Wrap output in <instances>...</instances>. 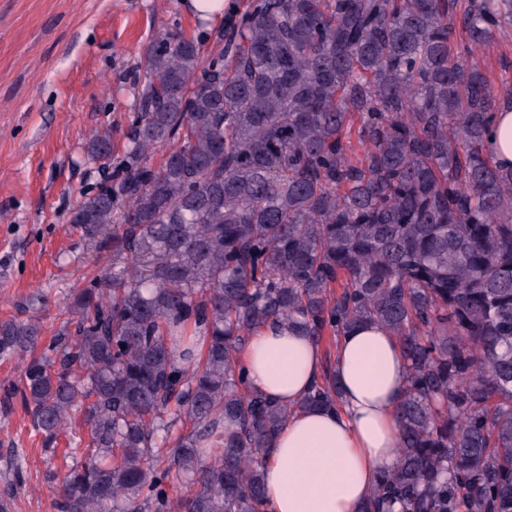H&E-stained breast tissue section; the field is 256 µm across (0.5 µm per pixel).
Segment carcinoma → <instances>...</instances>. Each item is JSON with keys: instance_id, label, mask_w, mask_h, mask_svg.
I'll return each instance as SVG.
<instances>
[{"instance_id": "1", "label": "carcinoma", "mask_w": 512, "mask_h": 512, "mask_svg": "<svg viewBox=\"0 0 512 512\" xmlns=\"http://www.w3.org/2000/svg\"><path fill=\"white\" fill-rule=\"evenodd\" d=\"M511 24L512 0H258L206 64L168 32L144 49L122 165L112 130L92 137L108 176L69 217L119 261L49 341L0 321L4 401L44 452L73 445L46 475L55 512H265L273 436L339 401L331 365L296 405L245 390L238 354L267 323L399 340L401 453L364 512H512V169L473 63ZM24 487L18 460L0 512Z\"/></svg>"}]
</instances>
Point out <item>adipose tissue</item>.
Instances as JSON below:
<instances>
[{"mask_svg": "<svg viewBox=\"0 0 512 512\" xmlns=\"http://www.w3.org/2000/svg\"><path fill=\"white\" fill-rule=\"evenodd\" d=\"M321 345L278 325L257 328L239 355L249 391L296 404L324 369ZM337 406L292 414L265 458L268 512H362L400 455L397 409L407 380L398 341L374 324L341 337Z\"/></svg>", "mask_w": 512, "mask_h": 512, "instance_id": "1", "label": "adipose tissue"}]
</instances>
